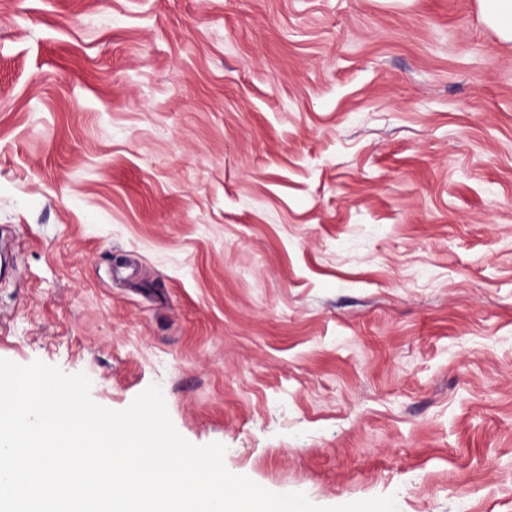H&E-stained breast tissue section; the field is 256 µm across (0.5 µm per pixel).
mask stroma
Here are the masks:
<instances>
[{
    "label": "stroma",
    "instance_id": "stroma-1",
    "mask_svg": "<svg viewBox=\"0 0 512 512\" xmlns=\"http://www.w3.org/2000/svg\"><path fill=\"white\" fill-rule=\"evenodd\" d=\"M0 358L163 390L319 506L512 512V42L479 0H0Z\"/></svg>",
    "mask_w": 512,
    "mask_h": 512
}]
</instances>
